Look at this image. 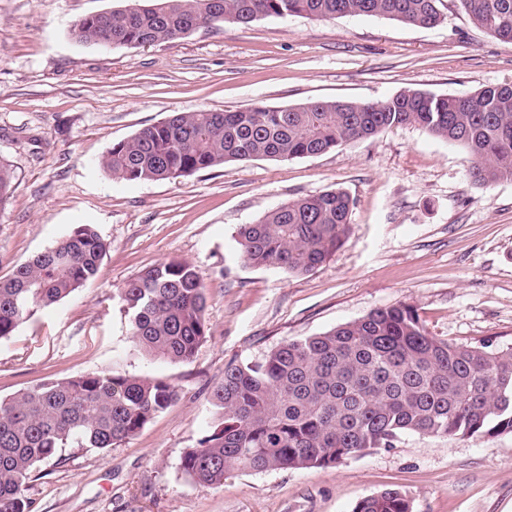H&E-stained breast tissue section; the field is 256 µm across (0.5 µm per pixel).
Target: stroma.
I'll return each mask as SVG.
<instances>
[{
  "mask_svg": "<svg viewBox=\"0 0 512 512\" xmlns=\"http://www.w3.org/2000/svg\"><path fill=\"white\" fill-rule=\"evenodd\" d=\"M119 4L0 0V157L16 175L0 211V279L80 224L110 244L95 279L0 340V397L104 370L166 379L179 396L119 446L64 448L39 464L26 491L33 512H352L393 488L413 512H512V433H412L333 468L239 472L216 490L180 467L219 422L211 393L225 366L284 341L408 304L437 338L512 347V181L473 183L468 154L416 125L174 181H118L101 166L113 143L177 112L510 83L512 42L476 27L458 0L428 28L293 16L202 28L172 44L69 37L76 19ZM336 189L355 207L324 264L293 275L242 262L239 225ZM172 259L195 265L206 287L210 337L184 364L140 351L118 299L127 281Z\"/></svg>",
  "mask_w": 512,
  "mask_h": 512,
  "instance_id": "obj_1",
  "label": "stroma"
}]
</instances>
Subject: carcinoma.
Here are the masks:
<instances>
[{
  "mask_svg": "<svg viewBox=\"0 0 512 512\" xmlns=\"http://www.w3.org/2000/svg\"><path fill=\"white\" fill-rule=\"evenodd\" d=\"M125 2L74 22L71 38L102 47L174 43L197 28L288 16H381L431 27L447 9V0ZM458 2L475 25L512 42V0ZM406 124L465 150L475 183L512 180V83L465 96L406 89L381 102L181 112L113 144L101 166L117 180L170 181L238 161L313 157ZM13 180L0 161V210ZM354 205L340 189L281 204L238 227L241 258L306 274L345 240ZM109 247L92 225L80 224L0 280V339L93 279ZM119 299L131 336L150 356L186 363L207 341L205 286L187 261L143 271ZM177 397L164 379L99 372L46 380L0 399V512H32L26 487L58 449L115 447ZM211 399L221 422L184 451L181 468L199 486L216 489L235 471L332 468L370 448H391L408 433H512V347L436 338L416 310L401 304L285 341L258 361L231 363ZM352 512H412V504L405 492L386 489Z\"/></svg>",
  "mask_w": 512,
  "mask_h": 512,
  "instance_id": "obj_1",
  "label": "carcinoma"
}]
</instances>
